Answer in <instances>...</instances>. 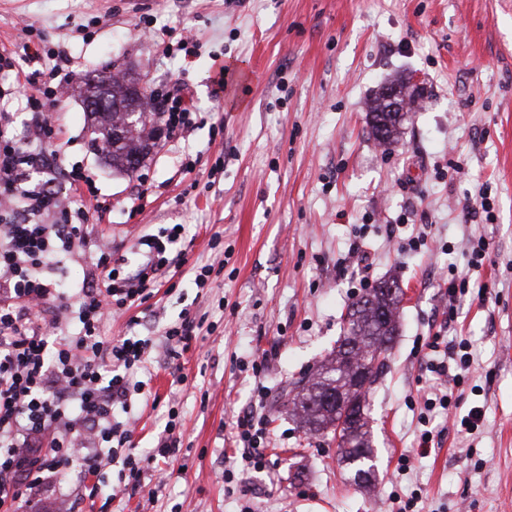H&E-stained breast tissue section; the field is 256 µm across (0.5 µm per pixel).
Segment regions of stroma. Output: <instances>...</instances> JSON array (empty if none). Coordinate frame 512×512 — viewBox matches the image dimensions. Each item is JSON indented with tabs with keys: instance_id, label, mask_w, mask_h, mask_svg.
I'll return each mask as SVG.
<instances>
[{
	"instance_id": "35a3bbf8",
	"label": "stroma",
	"mask_w": 512,
	"mask_h": 512,
	"mask_svg": "<svg viewBox=\"0 0 512 512\" xmlns=\"http://www.w3.org/2000/svg\"><path fill=\"white\" fill-rule=\"evenodd\" d=\"M26 31L61 44L77 75L51 114L59 134L48 144L28 132L20 78L54 59L21 57L0 71L11 135L45 167L91 176L89 221L124 267L137 262L142 235L185 227L186 264L166 269L159 290L105 322L102 336L156 340L186 309L203 327L179 357L185 382H174L157 347L147 367L158 399L130 402L144 455L168 409L179 414L180 450L163 485L111 497L112 466L89 497L74 470L8 512H58L66 499L82 512H512V0H0V47ZM115 70L152 93L179 87L200 114L193 130L161 133L130 174L113 172L91 145L86 81ZM400 77L424 103L384 150L366 102ZM482 190L495 200L494 221L464 219L465 200ZM425 226L436 246L410 250ZM356 240L370 286L394 279L404 292L389 366L370 394L368 492L340 464L333 436L305 434L288 407L291 383L335 347L357 295ZM480 240L488 249L475 268ZM205 264L222 271L200 289L193 269ZM463 279L457 317L445 324V283ZM436 337L466 342L471 368L451 406L428 412L423 400L438 382L429 362L444 358L429 347ZM254 403L268 420L267 463L244 476L233 424ZM475 406L481 427L460 431Z\"/></svg>"
}]
</instances>
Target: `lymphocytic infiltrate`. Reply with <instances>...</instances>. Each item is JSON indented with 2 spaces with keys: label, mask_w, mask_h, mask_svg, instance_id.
Listing matches in <instances>:
<instances>
[{
  "label": "lymphocytic infiltrate",
  "mask_w": 512,
  "mask_h": 512,
  "mask_svg": "<svg viewBox=\"0 0 512 512\" xmlns=\"http://www.w3.org/2000/svg\"><path fill=\"white\" fill-rule=\"evenodd\" d=\"M27 98L38 134L52 138L47 118L58 94L76 76L65 50ZM11 112L0 110V187L25 184L41 164L9 137ZM54 193L26 192L19 210L0 204V506L34 497L59 484L66 471L100 478L104 462L127 472V489L140 488L146 468L136 453L134 419H115L132 394L142 393L152 342L129 336L117 341L101 334L106 317L150 298L161 271L183 254L182 233L169 225L138 243L131 270L113 265L111 247L95 236L82 209L61 211L55 224L38 222L57 207ZM94 249L96 263L81 288H57L49 271L63 259ZM76 317L79 330L58 334L61 320ZM235 439L243 445V472L265 466V421L254 413L237 417Z\"/></svg>",
  "instance_id": "lymphocytic-infiltrate-1"
}]
</instances>
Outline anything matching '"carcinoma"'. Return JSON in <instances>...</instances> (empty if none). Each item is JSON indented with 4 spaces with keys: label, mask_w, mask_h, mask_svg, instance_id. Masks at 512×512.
Instances as JSON below:
<instances>
[{
    "label": "carcinoma",
    "mask_w": 512,
    "mask_h": 512,
    "mask_svg": "<svg viewBox=\"0 0 512 512\" xmlns=\"http://www.w3.org/2000/svg\"><path fill=\"white\" fill-rule=\"evenodd\" d=\"M96 94L111 100L112 107L94 113L93 141L105 144L112 132L120 131L122 144L106 151L105 156L113 169L132 172L150 151L147 122L127 126L120 112L134 100L136 80H112L99 86ZM386 108L383 93L375 92L368 104V123L374 139L384 146L399 140L402 126ZM400 292L398 287L393 292L375 287L353 301L336 348L313 377L298 382L291 398L293 411L308 433L336 435L339 462L362 483L369 482L372 468L367 395L386 365L382 355L398 331Z\"/></svg>",
    "instance_id": "1"
}]
</instances>
